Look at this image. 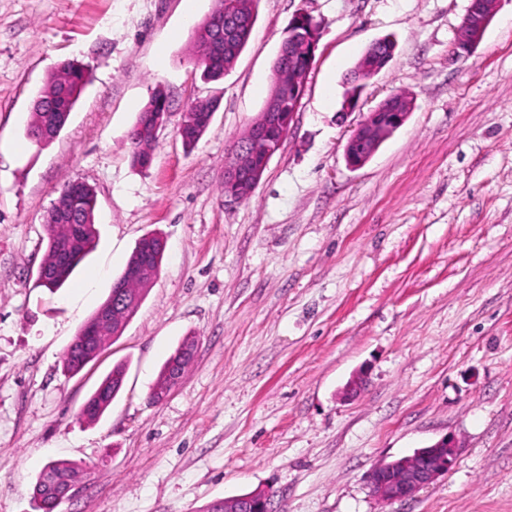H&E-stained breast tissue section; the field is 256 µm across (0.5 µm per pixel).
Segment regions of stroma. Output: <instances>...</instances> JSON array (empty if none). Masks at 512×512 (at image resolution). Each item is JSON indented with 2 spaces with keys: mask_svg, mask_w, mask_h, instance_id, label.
<instances>
[{
  "mask_svg": "<svg viewBox=\"0 0 512 512\" xmlns=\"http://www.w3.org/2000/svg\"><path fill=\"white\" fill-rule=\"evenodd\" d=\"M469 4L259 0L234 66L206 81L193 29L215 0H0V512H34L57 459L87 468L57 512H201L258 488L274 512H512V0L460 54ZM299 11L322 26L294 126L251 198H225V162ZM383 37L392 61L343 111ZM68 60L91 82L41 146L31 102ZM159 90L172 115L139 169L129 133ZM401 92L408 120L350 168L353 131ZM206 99L219 106L186 149L180 117ZM73 180L96 194L99 242L53 293L36 284L43 221ZM153 232L167 250L137 313L66 374L64 350ZM187 337L190 367L152 401ZM119 362L121 392L86 422ZM446 436L447 474L373 496V466ZM125 376L126 365L115 364L83 404L84 407L82 406L83 409L81 408L80 411L81 417L91 421L100 420L123 388Z\"/></svg>",
  "mask_w": 512,
  "mask_h": 512,
  "instance_id": "stroma-1",
  "label": "stroma"
}]
</instances>
